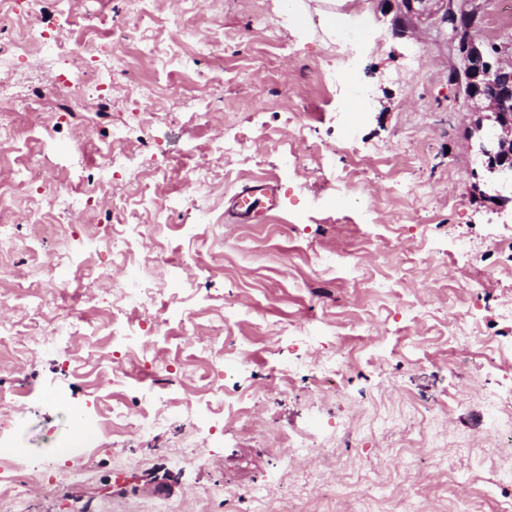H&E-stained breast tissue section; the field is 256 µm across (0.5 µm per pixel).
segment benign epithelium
Here are the masks:
<instances>
[{"mask_svg": "<svg viewBox=\"0 0 512 512\" xmlns=\"http://www.w3.org/2000/svg\"><path fill=\"white\" fill-rule=\"evenodd\" d=\"M434 0H399L401 14L413 19L427 11ZM440 30L448 31L459 65L458 87L468 100L486 104L488 114L474 122V145L486 171L497 180L512 179V42L490 51L476 33L480 6L476 0H439ZM490 124L485 125L483 121Z\"/></svg>", "mask_w": 512, "mask_h": 512, "instance_id": "benign-epithelium-1", "label": "benign epithelium"}]
</instances>
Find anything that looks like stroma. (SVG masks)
Returning a JSON list of instances; mask_svg holds the SVG:
<instances>
[{
	"mask_svg": "<svg viewBox=\"0 0 512 512\" xmlns=\"http://www.w3.org/2000/svg\"><path fill=\"white\" fill-rule=\"evenodd\" d=\"M323 8L154 0L137 18L127 0H42L34 16H0L2 82L15 78L10 45L26 28L70 47L26 59L41 92L13 102L15 136L0 141V171L45 168L5 203L19 222L5 307L21 333H40L31 294L53 257L58 309L89 323L21 366L0 358V512H275L289 497L302 512H512V487L486 482L512 470V404L493 412L485 400L512 387V321L500 316L512 257L495 249L512 226L471 199L491 189L466 148L480 105L449 83L456 54L434 20L398 36L396 0H346L330 29ZM196 36L211 41L208 56ZM107 48L127 65L109 101L61 111L56 74ZM116 120L136 176L105 187L95 172ZM222 141L239 153L218 154ZM202 165L212 193L199 211L189 198ZM242 169L277 188L276 208L248 223L230 209ZM399 182L428 191L425 210L391 194ZM58 191L123 196L144 243L113 261L101 208L94 226L32 239L24 217L47 215ZM462 249L473 265L457 263ZM480 269L484 284L470 287ZM132 278L146 292L128 316L165 325L114 366L112 284ZM340 349L349 367L319 384ZM116 397L168 421L113 431ZM305 433L328 455L292 456L287 437ZM49 463L83 475L50 481Z\"/></svg>",
	"mask_w": 512,
	"mask_h": 512,
	"instance_id": "1",
	"label": "stroma"
}]
</instances>
